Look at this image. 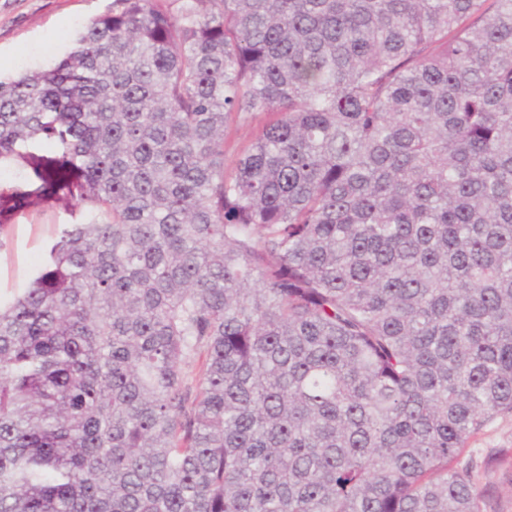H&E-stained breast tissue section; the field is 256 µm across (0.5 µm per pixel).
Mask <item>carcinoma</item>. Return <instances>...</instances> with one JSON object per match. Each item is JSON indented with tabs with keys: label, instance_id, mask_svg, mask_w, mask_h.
Segmentation results:
<instances>
[{
	"label": "carcinoma",
	"instance_id": "cac0c4a2",
	"mask_svg": "<svg viewBox=\"0 0 512 512\" xmlns=\"http://www.w3.org/2000/svg\"><path fill=\"white\" fill-rule=\"evenodd\" d=\"M273 114L227 161L230 126ZM0 512H496L512 0H114L0 80ZM79 220V214L47 203L39 210L19 212L8 226L6 245L0 253V289L7 295L23 288L42 263L56 224ZM466 456L482 457L488 452L504 457L488 474L481 473L479 486L497 503L501 512H512V413L498 415L470 440Z\"/></svg>",
	"mask_w": 512,
	"mask_h": 512
}]
</instances>
